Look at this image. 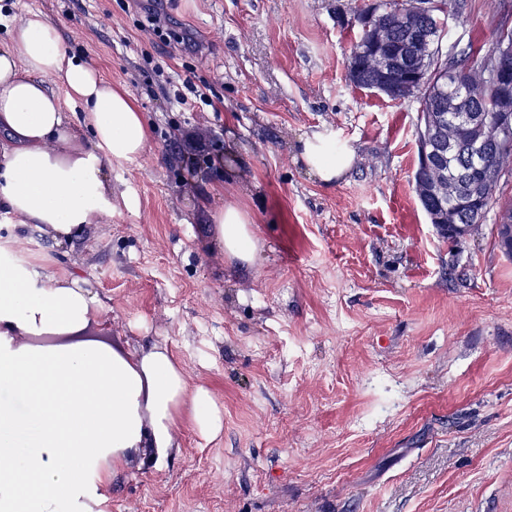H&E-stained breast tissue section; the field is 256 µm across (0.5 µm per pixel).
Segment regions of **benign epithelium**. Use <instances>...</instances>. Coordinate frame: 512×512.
Masks as SVG:
<instances>
[{"mask_svg":"<svg viewBox=\"0 0 512 512\" xmlns=\"http://www.w3.org/2000/svg\"><path fill=\"white\" fill-rule=\"evenodd\" d=\"M447 9L446 0H369L363 6L353 7L350 17L352 24L363 26L367 32L365 41L354 49V54L364 59L367 69L375 76L372 90L396 101L420 100L419 140L424 168L448 163V159L457 155L465 135L470 151L484 150L492 127L500 134L498 152L504 154L512 150V42H499L477 68L497 90L492 113L473 114L465 100L450 96L448 111L458 113L457 122L451 125L444 122L437 88L447 82H463L465 72L453 66H442L436 78L431 79L425 69L427 58L417 61L393 42V29L402 28L409 31L412 43L427 44L432 50L441 48L442 33L424 26L422 21L436 11L443 13ZM382 13L391 17V23H370L373 16ZM414 184L418 199L431 206V223L455 224L454 206L466 196L472 200L491 197L499 181L490 170L467 182L446 177L432 181L419 175Z\"/></svg>","mask_w":512,"mask_h":512,"instance_id":"benign-epithelium-1","label":"benign epithelium"}]
</instances>
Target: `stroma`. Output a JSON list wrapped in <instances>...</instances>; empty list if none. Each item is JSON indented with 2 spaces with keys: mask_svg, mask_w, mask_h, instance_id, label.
Here are the masks:
<instances>
[{
  "mask_svg": "<svg viewBox=\"0 0 512 512\" xmlns=\"http://www.w3.org/2000/svg\"><path fill=\"white\" fill-rule=\"evenodd\" d=\"M15 4L130 91L151 140L112 167L111 223L58 246L4 215L0 253L86 280L111 323L83 338L166 346L224 416L214 437L183 417L104 512H512V258L496 214L455 244L429 223L419 104L349 81L351 0ZM155 14L184 45L152 35ZM500 22L466 0L442 48ZM314 134L354 152L332 182L299 155ZM228 202L251 214V264L209 245Z\"/></svg>",
  "mask_w": 512,
  "mask_h": 512,
  "instance_id": "1",
  "label": "stroma"
}]
</instances>
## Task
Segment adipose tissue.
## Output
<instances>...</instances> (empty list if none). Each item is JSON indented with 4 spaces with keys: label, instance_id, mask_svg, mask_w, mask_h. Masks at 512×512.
I'll list each match as a JSON object with an SVG mask.
<instances>
[{
    "label": "adipose tissue",
    "instance_id": "adipose-tissue-1",
    "mask_svg": "<svg viewBox=\"0 0 512 512\" xmlns=\"http://www.w3.org/2000/svg\"><path fill=\"white\" fill-rule=\"evenodd\" d=\"M148 141L134 96L69 52L43 12H0V211L71 241L81 225L111 219L112 165L136 160ZM300 144L324 182L352 165L353 151L326 139ZM210 222L225 258L251 263L247 210L227 204ZM105 316L85 280L42 279L0 257V512H91L134 454L165 460L182 414L202 432L222 430L208 390L166 349L131 355L81 338Z\"/></svg>",
    "mask_w": 512,
    "mask_h": 512
}]
</instances>
